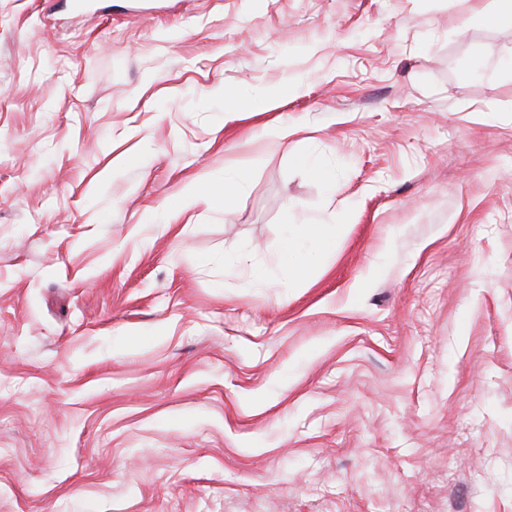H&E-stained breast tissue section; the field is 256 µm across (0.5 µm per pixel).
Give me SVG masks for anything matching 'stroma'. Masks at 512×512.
I'll return each instance as SVG.
<instances>
[{"instance_id":"35a3bbf8","label":"stroma","mask_w":512,"mask_h":512,"mask_svg":"<svg viewBox=\"0 0 512 512\" xmlns=\"http://www.w3.org/2000/svg\"><path fill=\"white\" fill-rule=\"evenodd\" d=\"M97 2L0 0V512H512L495 0Z\"/></svg>"}]
</instances>
